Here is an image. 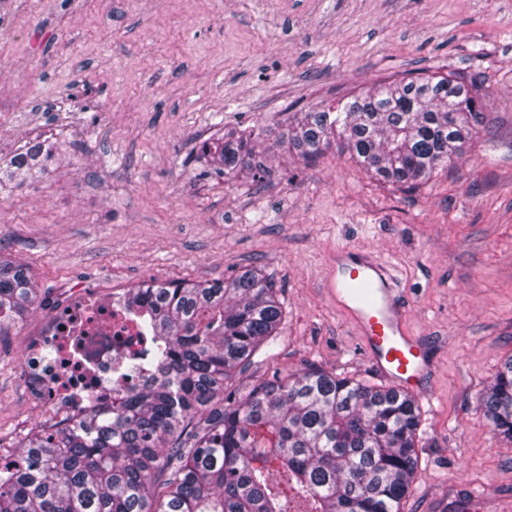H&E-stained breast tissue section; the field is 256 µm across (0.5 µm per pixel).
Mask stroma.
I'll list each match as a JSON object with an SVG mask.
<instances>
[{
    "instance_id": "obj_1",
    "label": "stroma",
    "mask_w": 512,
    "mask_h": 512,
    "mask_svg": "<svg viewBox=\"0 0 512 512\" xmlns=\"http://www.w3.org/2000/svg\"><path fill=\"white\" fill-rule=\"evenodd\" d=\"M468 73L485 122L451 166L396 187L344 142L302 162L288 119L406 73ZM262 130L253 183L197 159L218 126ZM40 138L36 179L0 183V254L42 302L0 337V437L44 424L19 375L27 336L85 283L273 280L279 333L236 378L308 366L386 380L363 359L325 278L339 244L399 270L434 350L416 396L419 468L402 512H512V441L479 395L512 357V0H0V159Z\"/></svg>"
}]
</instances>
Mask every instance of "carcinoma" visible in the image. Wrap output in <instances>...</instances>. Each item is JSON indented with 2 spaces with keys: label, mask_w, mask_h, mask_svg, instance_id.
I'll use <instances>...</instances> for the list:
<instances>
[{
  "label": "carcinoma",
  "mask_w": 512,
  "mask_h": 512,
  "mask_svg": "<svg viewBox=\"0 0 512 512\" xmlns=\"http://www.w3.org/2000/svg\"><path fill=\"white\" fill-rule=\"evenodd\" d=\"M487 90L450 73L395 79L341 110L288 125L304 160L346 140L376 178L428 180L473 136ZM251 135L226 129L198 146L224 175L246 171ZM52 147L36 143L0 165V181L34 178ZM39 300L28 269L0 257V333ZM125 310L150 331L121 377L112 409L43 428L0 465V512H401L412 489L421 410L410 394L315 366L232 387L277 335L283 309L259 268L224 281L130 288ZM494 429L512 441V359L482 392Z\"/></svg>",
  "instance_id": "1"
}]
</instances>
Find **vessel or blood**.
<instances>
[{
  "label": "vessel or blood",
  "instance_id": "b4317fda",
  "mask_svg": "<svg viewBox=\"0 0 512 512\" xmlns=\"http://www.w3.org/2000/svg\"><path fill=\"white\" fill-rule=\"evenodd\" d=\"M326 288L360 339L365 359L396 388H420L429 357L407 319L403 291L390 264L358 246H337Z\"/></svg>",
  "mask_w": 512,
  "mask_h": 512
}]
</instances>
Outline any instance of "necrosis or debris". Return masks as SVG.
Returning <instances> with one entry per match:
<instances>
[{"label":"necrosis or debris","instance_id":"1","mask_svg":"<svg viewBox=\"0 0 512 512\" xmlns=\"http://www.w3.org/2000/svg\"><path fill=\"white\" fill-rule=\"evenodd\" d=\"M141 328L120 298L79 286L24 348L21 380L50 426L74 424L90 402L112 403L110 379L140 347Z\"/></svg>","mask_w":512,"mask_h":512}]
</instances>
